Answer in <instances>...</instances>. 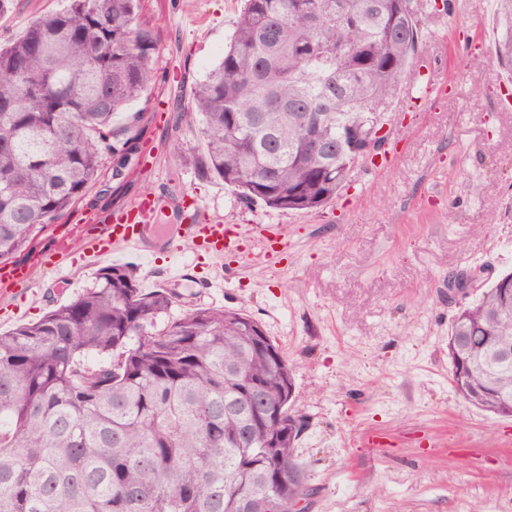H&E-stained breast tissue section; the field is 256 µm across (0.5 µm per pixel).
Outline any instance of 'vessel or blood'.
Segmentation results:
<instances>
[{
  "label": "vessel or blood",
  "mask_w": 512,
  "mask_h": 512,
  "mask_svg": "<svg viewBox=\"0 0 512 512\" xmlns=\"http://www.w3.org/2000/svg\"><path fill=\"white\" fill-rule=\"evenodd\" d=\"M438 86L432 66L423 62L418 66L408 96L414 99L419 97L421 92L438 88ZM153 211L152 201L147 198L142 199L136 206L106 224L99 234L89 236L86 256L93 259L100 258L123 248L145 251L146 246L140 235L141 224L152 217ZM183 234L190 240L196 251L216 259L223 258L225 254L238 251L240 248L237 235L216 220L184 225Z\"/></svg>",
  "instance_id": "vessel-or-blood-1"
}]
</instances>
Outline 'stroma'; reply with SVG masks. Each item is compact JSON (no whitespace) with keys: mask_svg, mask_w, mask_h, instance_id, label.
Masks as SVG:
<instances>
[{"mask_svg":"<svg viewBox=\"0 0 512 512\" xmlns=\"http://www.w3.org/2000/svg\"><path fill=\"white\" fill-rule=\"evenodd\" d=\"M66 0H17L0 17V42ZM432 63L446 92L388 104L380 121L389 160L355 167L340 196L313 211L249 207L202 168L199 126L181 118L218 62L243 0H142L159 39L156 80L137 102L139 152L124 181L104 168L85 197L37 233L16 258L32 275L0 285V330L38 321L90 287L101 268L130 267L141 288L174 295L170 318L201 307L240 310L262 326L293 370L292 409L307 427L296 448L310 490L300 512H512V417L469 404L451 383L448 329L475 292L448 294L456 272L479 282L512 271V70L494 61L505 33L498 0H416ZM157 199L143 235L154 253L91 264L46 255L80 252L93 228L143 198ZM216 217L242 251L214 269L201 295L203 259L183 247L192 280L165 251L191 217ZM287 237L265 255L256 228Z\"/></svg>","mask_w":512,"mask_h":512,"instance_id":"stroma-1","label":"stroma"}]
</instances>
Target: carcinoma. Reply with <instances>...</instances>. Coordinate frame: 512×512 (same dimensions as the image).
<instances>
[{
  "mask_svg": "<svg viewBox=\"0 0 512 512\" xmlns=\"http://www.w3.org/2000/svg\"><path fill=\"white\" fill-rule=\"evenodd\" d=\"M245 0L220 61L183 113L208 168L247 205L318 210L375 142L371 109L397 97L421 38L415 0ZM140 0H68L0 45V260L82 199L109 157L124 167L155 79ZM497 62L512 68V26ZM512 273L462 307L448 332L456 391L512 416ZM124 266L39 321L0 333V512H291L308 489L295 447L293 372L252 317L166 316ZM246 380L281 401L277 437H245Z\"/></svg>",
  "mask_w": 512,
  "mask_h": 512,
  "instance_id": "cac0c4a2",
  "label": "carcinoma"
}]
</instances>
